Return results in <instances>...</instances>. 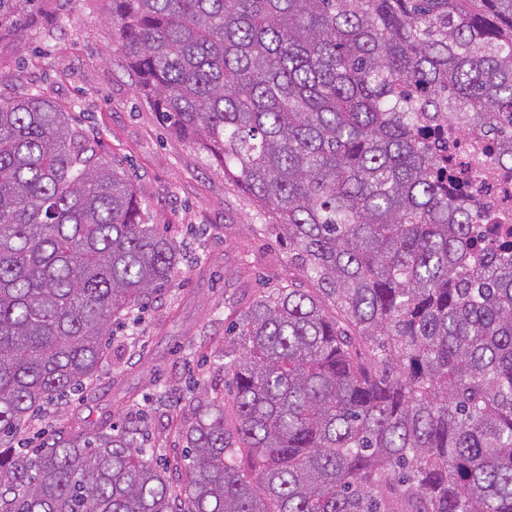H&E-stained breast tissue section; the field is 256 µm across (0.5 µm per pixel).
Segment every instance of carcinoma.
Here are the masks:
<instances>
[{"label":"carcinoma","instance_id":"1","mask_svg":"<svg viewBox=\"0 0 512 512\" xmlns=\"http://www.w3.org/2000/svg\"><path fill=\"white\" fill-rule=\"evenodd\" d=\"M39 0H0L19 47ZM161 121L288 232L198 398L173 486L140 424L9 451L180 273L126 172L36 93L0 99V512H512V254L419 141L457 114L512 164V0H111Z\"/></svg>","mask_w":512,"mask_h":512}]
</instances>
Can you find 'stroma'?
<instances>
[{
	"label": "stroma",
	"instance_id": "35a3bbf8",
	"mask_svg": "<svg viewBox=\"0 0 512 512\" xmlns=\"http://www.w3.org/2000/svg\"><path fill=\"white\" fill-rule=\"evenodd\" d=\"M110 9V0H42L25 49L0 42V98L39 92L68 108L98 156L132 178L151 223L175 238L184 260L162 302L116 330L93 385L41 408L14 445L144 409L148 448L177 483L185 472L178 431L190 410V382L229 392L228 327L264 291L313 285L282 226L262 223L223 167L172 136L137 96L106 21Z\"/></svg>",
	"mask_w": 512,
	"mask_h": 512
}]
</instances>
